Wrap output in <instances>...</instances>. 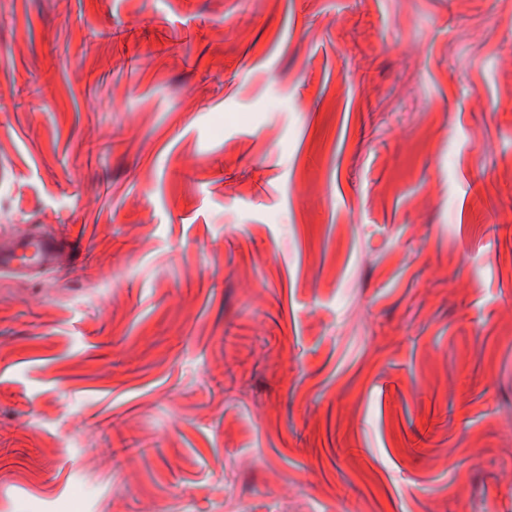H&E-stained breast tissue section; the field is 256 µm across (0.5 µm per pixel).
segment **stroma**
<instances>
[{"mask_svg": "<svg viewBox=\"0 0 512 512\" xmlns=\"http://www.w3.org/2000/svg\"><path fill=\"white\" fill-rule=\"evenodd\" d=\"M0 512H512V0H0ZM61 252L53 239L24 234L0 250V272L33 276L56 264Z\"/></svg>", "mask_w": 512, "mask_h": 512, "instance_id": "35a3bbf8", "label": "stroma"}]
</instances>
